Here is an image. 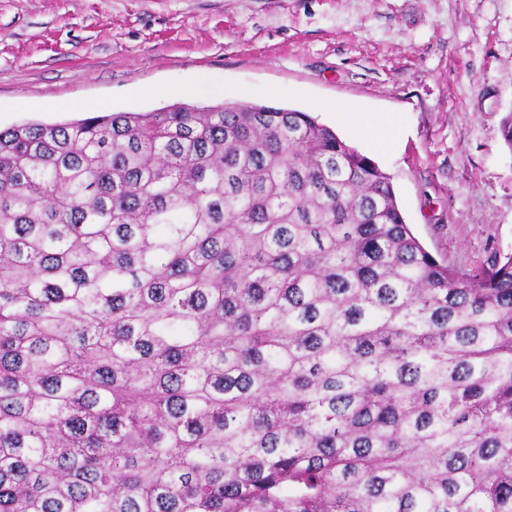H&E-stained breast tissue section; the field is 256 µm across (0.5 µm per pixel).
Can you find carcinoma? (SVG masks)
<instances>
[{
  "mask_svg": "<svg viewBox=\"0 0 512 512\" xmlns=\"http://www.w3.org/2000/svg\"><path fill=\"white\" fill-rule=\"evenodd\" d=\"M0 512H512V256L296 109L0 131Z\"/></svg>",
  "mask_w": 512,
  "mask_h": 512,
  "instance_id": "obj_1",
  "label": "carcinoma"
}]
</instances>
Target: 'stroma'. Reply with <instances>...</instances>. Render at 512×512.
I'll use <instances>...</instances> for the list:
<instances>
[{"mask_svg":"<svg viewBox=\"0 0 512 512\" xmlns=\"http://www.w3.org/2000/svg\"><path fill=\"white\" fill-rule=\"evenodd\" d=\"M206 103L346 101L394 148L337 135L391 179L407 224L469 272L512 254V0H0V128Z\"/></svg>","mask_w":512,"mask_h":512,"instance_id":"35a3bbf8","label":"stroma"}]
</instances>
